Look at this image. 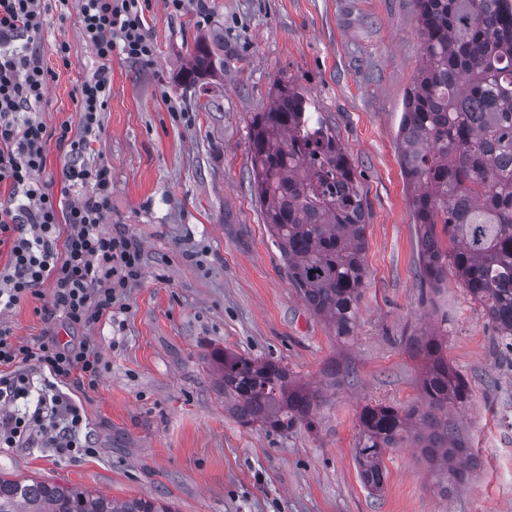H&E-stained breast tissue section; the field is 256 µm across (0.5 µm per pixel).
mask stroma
<instances>
[{
    "label": "stroma",
    "mask_w": 512,
    "mask_h": 512,
    "mask_svg": "<svg viewBox=\"0 0 512 512\" xmlns=\"http://www.w3.org/2000/svg\"><path fill=\"white\" fill-rule=\"evenodd\" d=\"M78 2L50 10L36 38L54 77L36 108L49 128L77 126L80 84L101 64L84 41ZM147 59L113 51L112 90L84 160L112 172L106 222L141 249V274L89 329L44 320L38 300L0 318L21 342L91 336L96 387L60 384L80 406L94 454L0 447V472L150 496L175 512H512V367L456 275L440 292L419 277L416 224L396 133L421 58L414 0H146ZM224 30V74L180 83L195 39ZM70 47L61 60L59 43ZM283 75L322 112L345 148L369 218L368 276L348 340L307 308L288 279L254 200L250 120ZM439 329L451 366L474 396L449 412L476 461L470 480L441 479L413 442L383 457L374 494L355 462L363 406L421 401L423 361L409 340ZM228 348L274 357L323 391L314 429L276 434L242 427L206 357ZM349 373L328 377L330 362Z\"/></svg>",
    "instance_id": "1"
}]
</instances>
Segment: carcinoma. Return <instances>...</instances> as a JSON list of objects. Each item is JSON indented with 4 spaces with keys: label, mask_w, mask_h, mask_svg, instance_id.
I'll use <instances>...</instances> for the list:
<instances>
[{
    "label": "carcinoma",
    "mask_w": 512,
    "mask_h": 512,
    "mask_svg": "<svg viewBox=\"0 0 512 512\" xmlns=\"http://www.w3.org/2000/svg\"><path fill=\"white\" fill-rule=\"evenodd\" d=\"M421 60L406 91L397 140L412 188L421 282L435 292L453 267L479 303L512 365V0H415ZM224 73V29L195 39L181 84ZM253 115L249 150L256 197L272 244L314 315L352 336L367 277L368 212L344 147L291 82L271 83ZM442 232H437V225ZM448 237V247L442 237ZM444 338L413 339L424 365L423 405H365L355 459L364 484L385 479L383 456L411 439L427 467L466 481L471 453L448 420L473 389L448 365ZM224 410L245 428L313 429L321 391L275 359L211 354ZM0 512H173L154 498L116 501L99 491L0 474Z\"/></svg>",
    "instance_id": "cac0c4a2"
}]
</instances>
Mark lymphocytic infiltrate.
Masks as SVG:
<instances>
[{
  "mask_svg": "<svg viewBox=\"0 0 512 512\" xmlns=\"http://www.w3.org/2000/svg\"><path fill=\"white\" fill-rule=\"evenodd\" d=\"M48 0H0V184L12 187L8 204L0 206V246L10 248V262L0 271V313L21 301L40 297L43 283L52 296L45 316L63 313L75 327L97 324L111 312L118 292L138 277L141 252L128 235L106 230L112 195L109 167L88 165L81 158L100 127V114L111 92L105 62L113 49L128 57H151L141 0H79L78 23L83 38L103 60L80 86L79 135L62 126L57 142L68 150L69 165L59 192L39 178L46 164L47 127L33 114L41 103L51 69L37 53L8 51L19 35L39 34ZM83 199L69 202L75 187ZM70 226L61 235L60 223ZM49 372L57 381L96 386L100 358L89 340L60 342L42 336L24 344L11 326L0 323V403H16L31 392L30 371ZM80 408L54 388L42 390L33 413L0 415V445L41 441L64 457L91 454Z\"/></svg>",
  "mask_w": 512,
  "mask_h": 512,
  "instance_id": "lymphocytic-infiltrate-1",
  "label": "lymphocytic infiltrate"
}]
</instances>
